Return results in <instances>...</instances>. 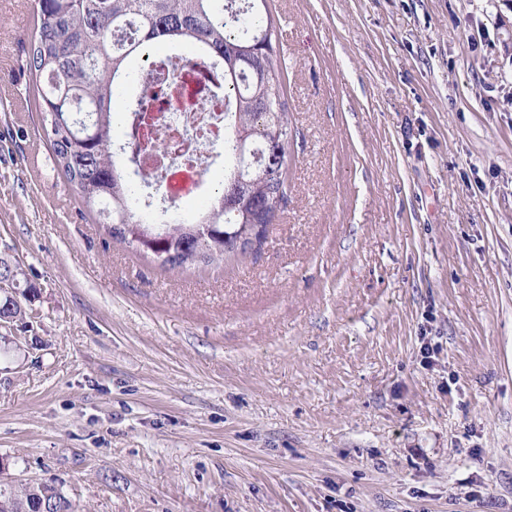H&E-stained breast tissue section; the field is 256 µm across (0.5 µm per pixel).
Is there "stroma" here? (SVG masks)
I'll return each mask as SVG.
<instances>
[{"label": "stroma", "mask_w": 512, "mask_h": 512, "mask_svg": "<svg viewBox=\"0 0 512 512\" xmlns=\"http://www.w3.org/2000/svg\"><path fill=\"white\" fill-rule=\"evenodd\" d=\"M268 5L287 203L172 271L61 197L0 0V248L38 290L0 475L81 512H512V0Z\"/></svg>", "instance_id": "obj_1"}]
</instances>
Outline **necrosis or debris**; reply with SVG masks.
<instances>
[{"label":"necrosis or debris","instance_id":"1","mask_svg":"<svg viewBox=\"0 0 512 512\" xmlns=\"http://www.w3.org/2000/svg\"><path fill=\"white\" fill-rule=\"evenodd\" d=\"M211 67L202 56L188 60L174 49L141 66L132 80L131 95L144 108L137 155L162 203L161 209L147 211L148 223L196 219L177 203L199 190L202 153L223 144L226 127L224 90L206 85Z\"/></svg>","mask_w":512,"mask_h":512}]
</instances>
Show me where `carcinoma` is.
Returning a JSON list of instances; mask_svg holds the SVG:
<instances>
[{"mask_svg": "<svg viewBox=\"0 0 512 512\" xmlns=\"http://www.w3.org/2000/svg\"><path fill=\"white\" fill-rule=\"evenodd\" d=\"M37 29L28 53L41 98L42 129L67 184L112 239L140 246L134 229L154 238L152 250L171 269L221 263L245 250L233 239L251 224L276 221L287 197L289 134L287 67L276 45V23L267 0H32ZM191 43L223 67L227 132L224 179L234 176L236 127L249 131L258 169L240 204L224 194L210 200L195 224H146L136 205L134 181L114 161L111 103L128 79L133 57L157 44ZM19 295L0 297V319L23 311L20 299L37 289L25 282ZM0 512H79L52 484H21L3 492Z\"/></svg>", "mask_w": 512, "mask_h": 512, "instance_id": "1", "label": "carcinoma"}]
</instances>
